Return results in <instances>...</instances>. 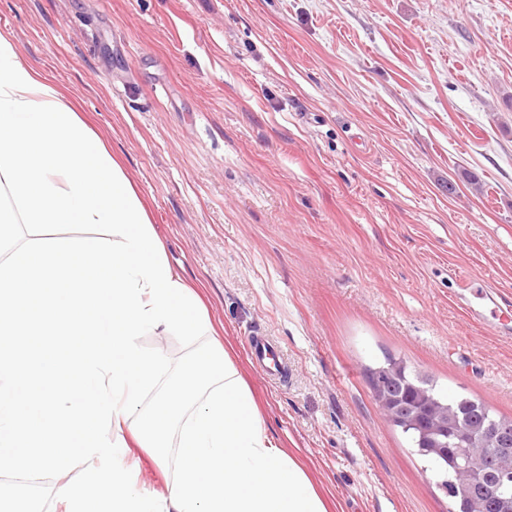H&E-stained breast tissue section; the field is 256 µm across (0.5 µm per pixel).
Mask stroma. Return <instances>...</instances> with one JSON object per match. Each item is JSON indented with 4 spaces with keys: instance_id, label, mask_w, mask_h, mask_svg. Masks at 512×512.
Returning a JSON list of instances; mask_svg holds the SVG:
<instances>
[{
    "instance_id": "obj_1",
    "label": "stroma",
    "mask_w": 512,
    "mask_h": 512,
    "mask_svg": "<svg viewBox=\"0 0 512 512\" xmlns=\"http://www.w3.org/2000/svg\"><path fill=\"white\" fill-rule=\"evenodd\" d=\"M0 34L119 159L334 512H448L366 370L401 358L512 416V338L458 280L512 292V0H0ZM139 344L172 371L205 350ZM124 463L174 479L146 448ZM59 483L0 475V498L47 510ZM247 347L256 365L262 368L270 377L281 380L284 367L267 336L258 334L250 336Z\"/></svg>"
}]
</instances>
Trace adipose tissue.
<instances>
[{
	"label": "adipose tissue",
	"instance_id": "obj_1",
	"mask_svg": "<svg viewBox=\"0 0 512 512\" xmlns=\"http://www.w3.org/2000/svg\"><path fill=\"white\" fill-rule=\"evenodd\" d=\"M50 224L98 233L54 238ZM170 333L209 342L168 382L139 339ZM217 334L107 143L1 34L0 472L62 475L81 456V481L57 489L62 512H328ZM132 439L177 448L167 495L121 466Z\"/></svg>",
	"mask_w": 512,
	"mask_h": 512
}]
</instances>
